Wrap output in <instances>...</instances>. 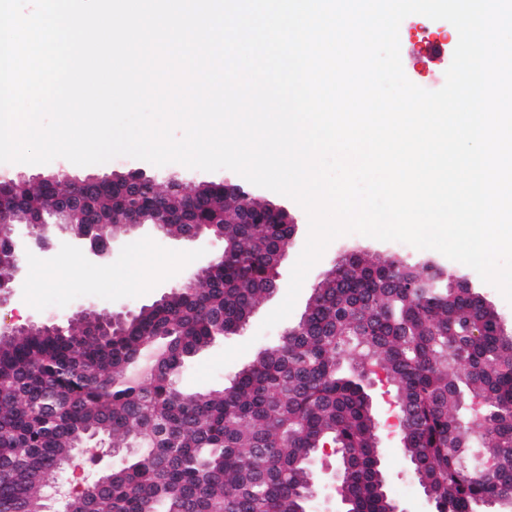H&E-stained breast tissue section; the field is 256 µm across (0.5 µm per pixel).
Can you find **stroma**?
I'll list each match as a JSON object with an SVG mask.
<instances>
[{
  "mask_svg": "<svg viewBox=\"0 0 512 512\" xmlns=\"http://www.w3.org/2000/svg\"><path fill=\"white\" fill-rule=\"evenodd\" d=\"M458 32L446 21L418 20L406 17L399 27L400 55L407 78L416 85L434 80L436 86L445 83V72L449 68L458 43ZM140 170L155 177L159 187H166L170 173H178L185 190H192L201 181L228 180L239 182L237 173L221 169L207 172L190 169L178 163L161 167L128 156H118L102 164L75 166L68 160L58 158L47 164L30 165L23 163H0V178H9L22 173L32 177L49 172L63 171L76 179L105 176ZM251 195L263 202H270L288 210L296 223V233L281 266V277L276 290L264 296L254 307L248 324L243 331L225 336L210 347L200 351L186 366L181 385L189 391H207L223 387L254 357L257 350L276 345L288 322L297 321L303 313L313 288L334 267L340 257L354 250L378 259L399 256L410 261L432 259L443 264L448 270L467 274L471 280H478L475 270L461 263L447 259L434 250H419L396 241H380L360 234L341 236L330 243L320 260L310 269L303 283L295 307L288 321L279 322L269 330H262L266 316L285 298L291 269L303 250L308 236V217L293 200L271 190L250 186ZM222 242H183L161 233L152 227L143 226L128 235L120 237L114 245V253L107 265L114 271H121L130 262L140 259L149 266L162 270L153 288L140 291L134 288L113 287L111 280H92L78 268L62 269L58 259L64 253L61 245L41 251H32L24 264L25 288L11 303L0 309V315L22 322L23 318L43 321H61L70 317L82 307L98 310H139L159 298L166 288L179 285L189 269L198 268L207 255L221 251ZM247 344L245 353L218 370L214 379L196 383L192 377L202 363L216 357L225 348ZM376 417L380 423L381 458L387 476L390 496L404 512H433L432 504L424 497L419 486L410 478L408 465L401 454L400 429L397 422V408L393 391L384 377H377L371 388Z\"/></svg>",
  "mask_w": 512,
  "mask_h": 512,
  "instance_id": "obj_1",
  "label": "stroma"
}]
</instances>
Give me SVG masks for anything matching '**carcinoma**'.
<instances>
[{"mask_svg":"<svg viewBox=\"0 0 512 512\" xmlns=\"http://www.w3.org/2000/svg\"><path fill=\"white\" fill-rule=\"evenodd\" d=\"M67 186L0 199V222L53 223ZM177 235L192 221L224 237V259L135 312L106 336L83 321L0 339V512H310L336 449L348 512H390L370 389L393 387L403 453L435 512L512 507V332L463 276L431 262L345 257L279 343L219 390L178 378L215 337L244 329L273 292L292 225L239 222L220 183L161 192ZM82 201L119 227L140 210L132 187ZM121 457L101 507L95 484L51 497L46 478L83 448ZM126 448H136L124 455Z\"/></svg>","mask_w":512,"mask_h":512,"instance_id":"carcinoma-1","label":"carcinoma"}]
</instances>
